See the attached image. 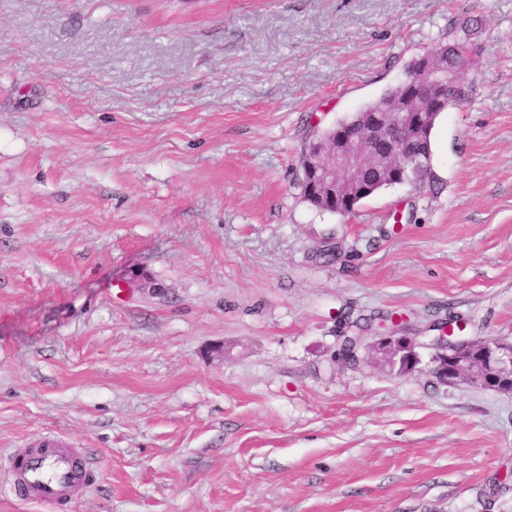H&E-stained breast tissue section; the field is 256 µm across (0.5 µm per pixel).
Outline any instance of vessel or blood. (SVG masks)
<instances>
[{
    "label": "vessel or blood",
    "instance_id": "b4317fda",
    "mask_svg": "<svg viewBox=\"0 0 512 512\" xmlns=\"http://www.w3.org/2000/svg\"><path fill=\"white\" fill-rule=\"evenodd\" d=\"M86 451L68 440L45 435L12 455L7 482L15 495L36 503L65 507L94 482Z\"/></svg>",
    "mask_w": 512,
    "mask_h": 512
}]
</instances>
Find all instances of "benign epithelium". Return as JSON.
<instances>
[{
	"label": "benign epithelium",
	"instance_id": "benign-epithelium-1",
	"mask_svg": "<svg viewBox=\"0 0 512 512\" xmlns=\"http://www.w3.org/2000/svg\"><path fill=\"white\" fill-rule=\"evenodd\" d=\"M403 83L408 97L422 103L419 111L410 112L406 103L396 102L372 114L355 137L334 125L328 137L317 135L304 145L301 182L313 197L342 200L353 210L355 202L369 196L362 186L368 166H385L391 169V184L408 185L411 172L428 164V156L408 145L430 130L436 109L448 107L458 75L427 52L405 72ZM381 322L388 334L378 336L375 346L390 361L400 354L409 356L410 368L416 369L420 358L412 339L401 335L402 316L387 315ZM434 330L438 334L432 338L430 373L438 380L512 393V337L464 338L454 335L451 323Z\"/></svg>",
	"mask_w": 512,
	"mask_h": 512
}]
</instances>
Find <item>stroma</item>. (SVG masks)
<instances>
[{
	"mask_svg": "<svg viewBox=\"0 0 512 512\" xmlns=\"http://www.w3.org/2000/svg\"><path fill=\"white\" fill-rule=\"evenodd\" d=\"M481 29L435 190L305 201L313 129ZM407 317L421 363L343 315ZM512 336V0H0V477L44 433L66 512H512V394L432 323ZM434 325L430 373L443 383L471 385L512 393V336H454L453 323Z\"/></svg>",
	"mask_w": 512,
	"mask_h": 512,
	"instance_id": "stroma-1",
	"label": "stroma"
}]
</instances>
